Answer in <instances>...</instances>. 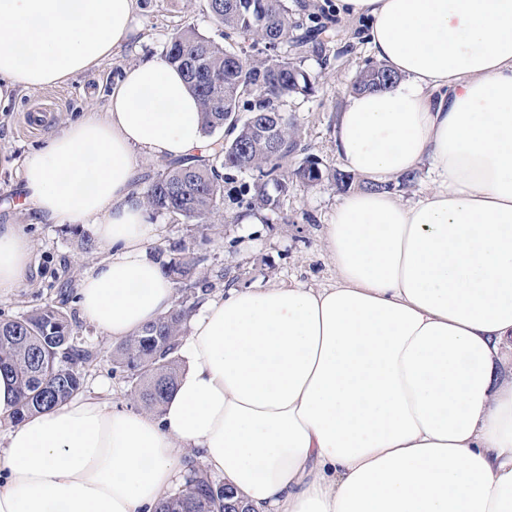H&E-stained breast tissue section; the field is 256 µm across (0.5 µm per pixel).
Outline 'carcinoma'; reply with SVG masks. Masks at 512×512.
Here are the masks:
<instances>
[{
  "instance_id": "1",
  "label": "carcinoma",
  "mask_w": 512,
  "mask_h": 512,
  "mask_svg": "<svg viewBox=\"0 0 512 512\" xmlns=\"http://www.w3.org/2000/svg\"><path fill=\"white\" fill-rule=\"evenodd\" d=\"M207 10L224 24L225 34L239 33L265 44L269 53L248 61L200 35L192 28L175 34L165 60L178 67L198 98L204 134L223 128L229 137L212 141L208 155L192 163L176 162L143 190L147 208L184 218L195 224H212L219 217L224 197L222 171H255L248 189L246 209L274 211L295 182L308 185L328 179L345 191L354 175L336 170L324 174L319 162L305 158L287 170L288 158L303 151L294 123L282 110L292 94L312 91L311 76L301 67L312 37L297 33L296 12L301 4L288 0H206ZM290 45L292 56L279 54ZM399 76L381 63L360 70L351 92L385 89ZM248 111L240 117V109ZM163 274L175 284L201 278V259L179 241L160 253ZM69 295L28 314L0 320V372L11 377L17 398L10 419L25 417L66 403L83 388L82 368L93 353L75 342V328L65 310ZM192 308L180 304L157 322L118 344L113 362L128 373L129 397L143 410L159 414L176 386L181 365L177 350L185 335ZM224 484L214 481L201 467H191L183 489L163 500L157 512H237L227 500Z\"/></svg>"
}]
</instances>
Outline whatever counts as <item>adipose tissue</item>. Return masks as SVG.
<instances>
[{"mask_svg": "<svg viewBox=\"0 0 512 512\" xmlns=\"http://www.w3.org/2000/svg\"><path fill=\"white\" fill-rule=\"evenodd\" d=\"M392 87L352 95L335 131L378 181L431 162L411 204L343 196L325 226L333 283L230 289L190 321L160 414L80 397L0 436V512H155L194 448L251 512H512V0H337ZM137 0H0V103L140 44ZM200 106L160 58L122 69L105 116L24 159L38 224L95 219L104 256L83 317L126 340L174 307L143 159L206 155ZM33 241L0 225V296Z\"/></svg>", "mask_w": 512, "mask_h": 512, "instance_id": "obj_1", "label": "adipose tissue"}]
</instances>
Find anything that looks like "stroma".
<instances>
[{
    "label": "stroma",
    "instance_id": "obj_1",
    "mask_svg": "<svg viewBox=\"0 0 512 512\" xmlns=\"http://www.w3.org/2000/svg\"><path fill=\"white\" fill-rule=\"evenodd\" d=\"M302 2L309 24L327 25L330 36L303 61L304 69L316 78L313 92L288 97L284 110L294 119L305 148L304 154L293 157V164L309 156L328 172L342 166L334 144L337 116L347 104L355 74L373 58L361 39L363 21L340 18L336 0ZM136 22L143 36L138 49L128 50L106 61L98 72L77 76L63 86L14 96L0 112V224L23 226L34 244L28 283L0 297V319L21 316L56 300L60 287L73 294L81 272L103 256L100 247L86 250L81 246L82 235L91 231V224L34 223L19 189L21 162L29 152L40 148L48 134L85 113L104 115L109 87L122 68L146 56L163 57L171 38L184 28H195L220 44L230 43L249 60L267 54L264 45L253 40L239 35L225 38L224 26L210 15L206 0H139ZM223 176V221L217 230L203 229L165 212L149 214L150 222L161 227L160 240L151 246L150 257H158L160 249L183 240L193 247L207 273L204 286H175L176 299L199 308L233 287L300 283L317 288L332 281L334 270L324 249L323 234L341 194L331 181L315 186L295 184L277 211L249 214L241 201L246 186L254 181L253 173L227 170ZM245 214L250 216V223H242ZM67 311L76 322L78 343L93 354L84 371L83 395L102 390L113 406L132 408L129 378L112 361L111 338L82 317L73 298Z\"/></svg>",
    "mask_w": 512,
    "mask_h": 512
}]
</instances>
